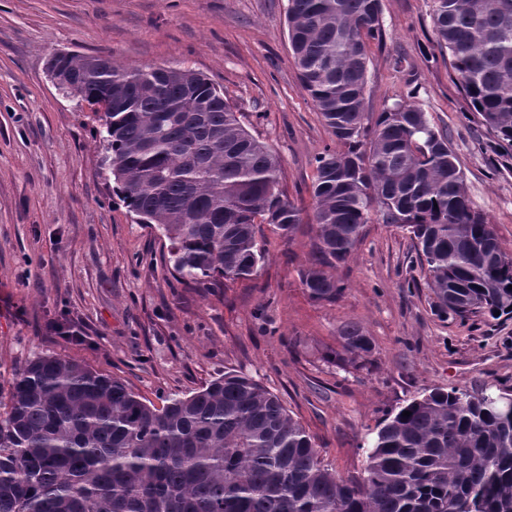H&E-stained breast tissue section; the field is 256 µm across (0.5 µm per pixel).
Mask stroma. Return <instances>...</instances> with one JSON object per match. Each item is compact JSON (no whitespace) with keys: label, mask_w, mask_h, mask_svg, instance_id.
I'll list each match as a JSON object with an SVG mask.
<instances>
[{"label":"stroma","mask_w":512,"mask_h":512,"mask_svg":"<svg viewBox=\"0 0 512 512\" xmlns=\"http://www.w3.org/2000/svg\"><path fill=\"white\" fill-rule=\"evenodd\" d=\"M434 0H381L367 42L366 110L403 100L455 150L472 207L512 255V172L493 167L485 129L436 43ZM288 0H0V401L16 373L57 355L123 380L155 405L227 371L276 394L337 476L361 472L379 424L434 388L512 389V317L440 318L409 233L373 217L333 274V303L311 300L299 271L308 234L258 239L248 280L186 283L166 239L138 223L103 169L99 118L52 82L59 50L123 67L172 64L221 88L282 158L280 189L312 210L315 158L336 140L302 89L288 43ZM84 331L46 335L48 319ZM361 325L370 353L337 360L340 328Z\"/></svg>","instance_id":"1"}]
</instances>
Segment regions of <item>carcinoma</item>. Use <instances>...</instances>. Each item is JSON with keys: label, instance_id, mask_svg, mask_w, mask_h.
<instances>
[{"label": "carcinoma", "instance_id": "1", "mask_svg": "<svg viewBox=\"0 0 512 512\" xmlns=\"http://www.w3.org/2000/svg\"><path fill=\"white\" fill-rule=\"evenodd\" d=\"M380 15V0H288L301 86L342 146L315 159L300 283L314 301L338 300L345 286L330 269L374 211L413 235L439 316L512 314V256L471 207L448 136L405 101L365 124L366 40L382 35ZM432 23L496 164L508 162L512 0H435ZM95 60L51 63L91 110L110 99L99 135L126 207L169 242L178 278L251 277L265 258L257 224L287 239L303 223L279 189L280 157L203 75ZM339 337L346 354L372 350L360 326ZM0 512H512V407L496 393L432 389L380 424L363 475L342 478L245 375L158 408L121 380L45 355L20 370L0 414Z\"/></svg>", "mask_w": 512, "mask_h": 512}]
</instances>
